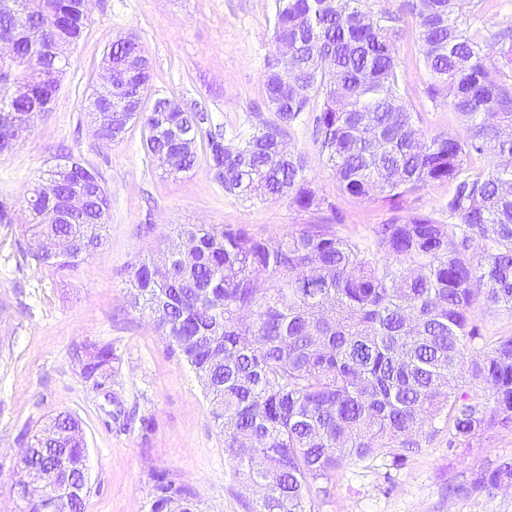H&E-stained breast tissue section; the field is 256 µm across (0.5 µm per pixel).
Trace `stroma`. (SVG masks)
<instances>
[{
  "mask_svg": "<svg viewBox=\"0 0 512 512\" xmlns=\"http://www.w3.org/2000/svg\"><path fill=\"white\" fill-rule=\"evenodd\" d=\"M273 0H92L89 20L71 46L50 112L0 156V196L23 203L45 171L73 160L95 168L112 200L103 246L68 276L20 263L19 226L0 225V512H22L15 495L16 440L26 422L62 411L81 421L90 490L84 512H149L151 480L165 471L195 494L198 512H247L256 496L224 465V435L202 386L172 354L152 323L129 303L133 268L171 240L179 224L244 225L275 238L310 221L289 198L244 202L224 191L206 154L194 168L165 174L145 153L144 130L132 124L122 141L100 147L85 99L102 58L126 34L141 41L153 68L149 97L200 105L227 136L274 114L264 103V64L271 49ZM406 102L422 112L429 134L465 139L466 126L447 105H432L418 64L416 34L405 29ZM287 146L301 151L307 174L341 218L337 231L368 241L391 210L339 191L309 125L291 128ZM111 342L117 359L112 397L93 392L71 355L74 345ZM154 421L105 427L115 402ZM512 462V432L495 430L471 446L449 447L447 434L424 442L400 465L347 460L335 494L318 512H512V485L470 490L483 470Z\"/></svg>",
  "mask_w": 512,
  "mask_h": 512,
  "instance_id": "stroma-1",
  "label": "stroma"
}]
</instances>
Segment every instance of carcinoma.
I'll use <instances>...</instances> for the list:
<instances>
[{
    "label": "carcinoma",
    "mask_w": 512,
    "mask_h": 512,
    "mask_svg": "<svg viewBox=\"0 0 512 512\" xmlns=\"http://www.w3.org/2000/svg\"><path fill=\"white\" fill-rule=\"evenodd\" d=\"M24 2L28 30L0 16V81L27 88L17 107L55 96L67 62L52 46L77 42L87 20L79 0ZM377 2L274 0L264 96L275 119L237 132L231 150L194 106L167 113L160 128L153 105L112 113L114 130L142 125L145 151L165 173L196 163V152L168 141L167 129L182 127L205 145L216 175L231 171L224 192L249 202L287 197L312 215L276 239L182 224L179 243L129 280L131 308L152 317L200 380L224 433V463L254 487L255 512H315L348 458L401 464L443 432L452 447L512 431V333L486 339L475 320L478 311L512 313V26L472 28L474 0H402L389 10ZM405 25L415 28L432 79L428 98L460 117L465 139L428 135L422 113L406 105L398 46ZM285 48L294 58L288 76L277 66ZM142 52L138 41L119 38L106 57L115 77L145 94L149 60L135 73L124 67ZM317 96L312 133L339 190L399 211L406 196L446 182L448 220L416 211L378 226L368 243L339 235L336 207L312 186L305 156L281 150L285 129L305 123ZM16 145L0 102V156ZM485 155L490 163L474 165ZM79 169L89 180L85 220L59 217L66 187L49 171L31 192L36 205L25 206L22 261L71 271L103 245L111 200L97 170ZM46 235L61 242L58 252L39 248ZM74 356L86 383L110 391L112 343L77 345ZM51 424L50 436L29 423L19 430L17 441L33 449L20 473L89 476L79 419L60 412ZM152 481L150 512H196L190 488L164 471ZM504 484H512V463L477 482Z\"/></svg>",
    "instance_id": "1"
}]
</instances>
